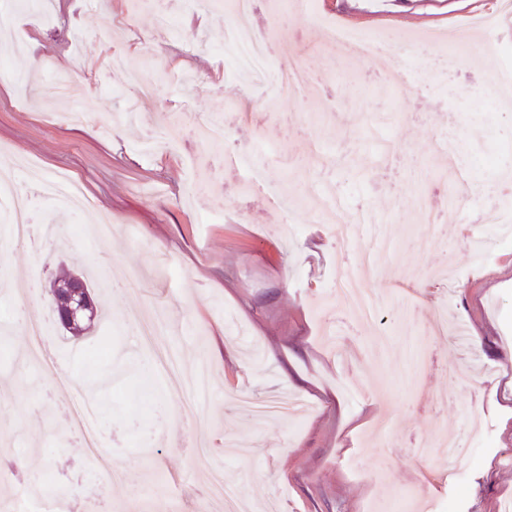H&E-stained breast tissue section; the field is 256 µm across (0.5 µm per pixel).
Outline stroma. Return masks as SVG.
<instances>
[{
  "mask_svg": "<svg viewBox=\"0 0 512 512\" xmlns=\"http://www.w3.org/2000/svg\"><path fill=\"white\" fill-rule=\"evenodd\" d=\"M222 2L215 11L160 0L176 19L169 29L138 0H14L4 22L14 39L0 50V164L26 158L45 175L68 172L90 206L64 215L38 200V221L59 222L60 233L42 236L37 255L0 242L9 256L0 332L12 333L0 361V435L19 444L22 467L52 473L74 512H124L129 490L78 432L55 425V407L80 399L99 407L104 453L143 476L141 512H193L213 469L256 512H374L384 489L415 493V471L435 480L442 512H502L512 500V344L503 342L512 337V236L495 235L478 210L499 198L498 173L512 167V110L496 106L498 76L487 65L493 53L512 58V0H314L311 10L254 0L250 19L273 69L308 77L290 101L271 83L235 86L225 30L237 16L233 0ZM333 24L403 47L404 100L376 56L335 49ZM73 106L88 119L72 123ZM209 114L226 121L221 150L190 134L173 146L155 139L173 121ZM477 137L481 148L465 157L472 189L460 206H444L459 189L438 154ZM259 141L272 155L268 188L254 194L240 159ZM297 173L365 213L362 235L347 241L309 208L285 211L277 191ZM411 191L446 225L444 242L430 240V224L404 199ZM288 215L295 236L269 235ZM379 226L389 250L378 247ZM366 249L379 256L378 274L363 283L385 304L377 323L331 304L338 265ZM446 262L461 273L457 288L434 275ZM65 270L84 273L99 309L78 338L17 282ZM439 304L465 324L468 346L424 334ZM20 309L52 324L57 387L21 364ZM154 309L171 324L162 344L178 352V372L131 340L128 312ZM107 342L129 372L104 397L86 389L83 371L104 368L93 352ZM202 363L210 396L176 419L170 381ZM235 392L297 396L309 410L260 422L234 404ZM382 420L393 436L385 450ZM442 424L474 448L454 485L444 462L410 454Z\"/></svg>",
  "mask_w": 512,
  "mask_h": 512,
  "instance_id": "obj_1",
  "label": "stroma"
}]
</instances>
